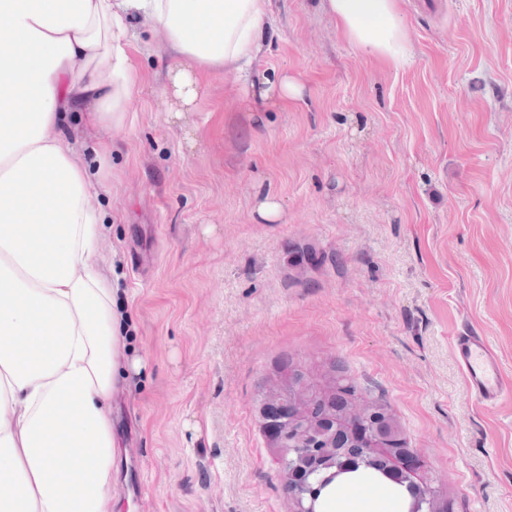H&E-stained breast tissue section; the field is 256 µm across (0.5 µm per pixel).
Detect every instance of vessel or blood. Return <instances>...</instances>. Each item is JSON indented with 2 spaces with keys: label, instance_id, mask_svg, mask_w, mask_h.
Here are the masks:
<instances>
[{
  "label": "vessel or blood",
  "instance_id": "obj_1",
  "mask_svg": "<svg viewBox=\"0 0 512 512\" xmlns=\"http://www.w3.org/2000/svg\"><path fill=\"white\" fill-rule=\"evenodd\" d=\"M454 354L471 394L483 405L497 404L512 394V385L505 384L498 357L484 336L463 330L455 338Z\"/></svg>",
  "mask_w": 512,
  "mask_h": 512
}]
</instances>
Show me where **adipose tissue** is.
<instances>
[{"mask_svg": "<svg viewBox=\"0 0 512 512\" xmlns=\"http://www.w3.org/2000/svg\"><path fill=\"white\" fill-rule=\"evenodd\" d=\"M341 35L401 69L400 0H322ZM270 0H0V512H119L112 397L126 341L99 267L105 225L66 113L125 128L144 76L134 25L155 32L165 78L194 110L211 73L254 85ZM325 512H397L353 482Z\"/></svg>", "mask_w": 512, "mask_h": 512, "instance_id": "obj_1", "label": "adipose tissue"}]
</instances>
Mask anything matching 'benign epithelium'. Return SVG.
Returning <instances> with one entry per match:
<instances>
[{
	"label": "benign epithelium",
	"mask_w": 512,
	"mask_h": 512,
	"mask_svg": "<svg viewBox=\"0 0 512 512\" xmlns=\"http://www.w3.org/2000/svg\"><path fill=\"white\" fill-rule=\"evenodd\" d=\"M277 410V428L271 437L285 489L295 503V512H321V488L346 471L349 452L364 449L361 461H389L408 494V512H444L441 495L423 484L424 460L407 446L395 419L369 402L346 397L331 400L328 411L315 419L306 398L288 388V381L264 390L259 399L262 427L267 415Z\"/></svg>",
	"instance_id": "obj_1"
}]
</instances>
